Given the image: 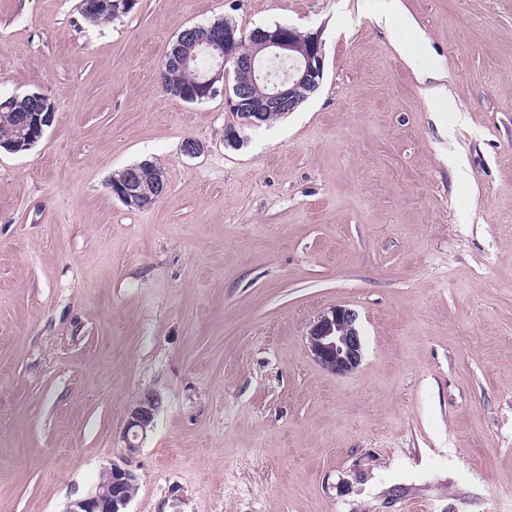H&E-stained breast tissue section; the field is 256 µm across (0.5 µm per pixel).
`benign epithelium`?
Returning <instances> with one entry per match:
<instances>
[{
  "mask_svg": "<svg viewBox=\"0 0 512 512\" xmlns=\"http://www.w3.org/2000/svg\"><path fill=\"white\" fill-rule=\"evenodd\" d=\"M215 54L211 71L183 92L189 100L212 97L223 82L224 95L239 114L238 127L224 133V142L234 145L242 140L245 128H258L272 112H293L318 90L324 77V51L320 35H297L289 26L256 28L248 33L234 27L192 26L180 32L161 60V69L187 67L197 51ZM49 98L38 92L24 100L14 96L0 104L4 117L24 127L23 137L0 145L20 152L34 145L49 127L55 110L48 109ZM113 193L129 208H146L167 191L164 171L157 166L133 165L125 179L112 186ZM356 313L344 305L325 309L307 331V345L324 370L345 375L358 368L362 360V339L356 326ZM161 397L143 394L129 410L124 439L128 454L139 450V440L154 425ZM138 474L126 464L112 463L102 474L94 491L70 502L66 512H126L138 485Z\"/></svg>",
  "mask_w": 512,
  "mask_h": 512,
  "instance_id": "7a95c632",
  "label": "benign epithelium"
}]
</instances>
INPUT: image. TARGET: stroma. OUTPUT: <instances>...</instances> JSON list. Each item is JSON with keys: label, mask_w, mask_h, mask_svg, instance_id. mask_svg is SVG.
<instances>
[{"label": "stroma", "mask_w": 512, "mask_h": 512, "mask_svg": "<svg viewBox=\"0 0 512 512\" xmlns=\"http://www.w3.org/2000/svg\"><path fill=\"white\" fill-rule=\"evenodd\" d=\"M0 0V98L55 119L0 150V512H65L127 461V512H512V0ZM319 33L320 88L224 144L167 95L184 28ZM423 48L430 111L400 49ZM204 152L183 154L186 139ZM167 179L132 210L110 181ZM357 315L359 367L310 323ZM160 393L135 455L128 409ZM126 169L123 182L111 187L113 193L127 207L134 209L146 208L165 195L167 181L165 173L160 167L155 165L144 167L134 164ZM125 170L112 180V184L124 177ZM356 313L343 305L325 309L307 331V345L324 370L345 375L358 368L362 360V339L356 326Z\"/></svg>", "instance_id": "1"}]
</instances>
